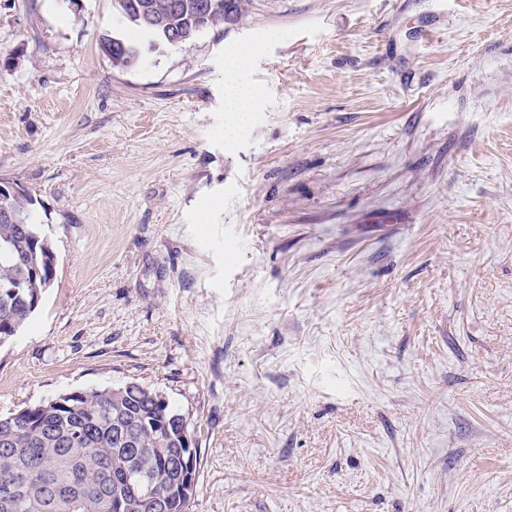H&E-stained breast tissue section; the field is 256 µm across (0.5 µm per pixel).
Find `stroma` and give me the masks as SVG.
<instances>
[{"instance_id": "1", "label": "stroma", "mask_w": 512, "mask_h": 512, "mask_svg": "<svg viewBox=\"0 0 512 512\" xmlns=\"http://www.w3.org/2000/svg\"><path fill=\"white\" fill-rule=\"evenodd\" d=\"M116 27L0 0V180L55 254L0 414L158 389L189 512H512V0H252L123 70ZM258 52L255 45L239 46L229 52L226 68L231 76L225 95V112H234V126L243 128L248 122V112L258 98L256 90L239 81L250 58Z\"/></svg>"}]
</instances>
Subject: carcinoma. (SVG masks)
<instances>
[{"label": "carcinoma", "instance_id": "carcinoma-1", "mask_svg": "<svg viewBox=\"0 0 512 512\" xmlns=\"http://www.w3.org/2000/svg\"><path fill=\"white\" fill-rule=\"evenodd\" d=\"M168 0H113L119 22L148 39L138 20L145 4ZM210 18H198L200 0H182L184 8L165 15L168 29H186L194 37L221 29L228 16L241 20L250 0H209ZM122 67L139 62L150 44L124 40ZM17 223H0V344L27 324L38 297L52 284L55 256L42 234L30 194L3 199ZM161 392L138 382L101 391H72L37 405L0 415V512H156L147 487L168 491V512H188L193 491L179 492L181 461L191 453L183 432Z\"/></svg>", "mask_w": 512, "mask_h": 512}]
</instances>
